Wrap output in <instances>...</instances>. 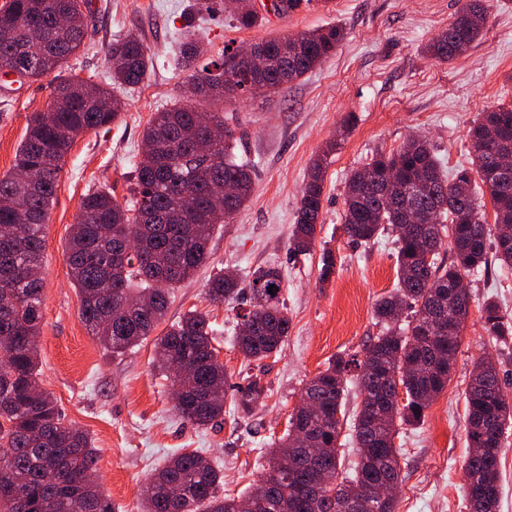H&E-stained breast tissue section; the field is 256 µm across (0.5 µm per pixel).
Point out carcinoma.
Segmentation results:
<instances>
[{"label": "carcinoma", "instance_id": "obj_1", "mask_svg": "<svg viewBox=\"0 0 512 512\" xmlns=\"http://www.w3.org/2000/svg\"><path fill=\"white\" fill-rule=\"evenodd\" d=\"M482 0H470L448 29L426 47L432 58L447 61L483 34L488 11ZM66 14L69 26H58ZM88 0H9L0 10V67L19 63L21 76L37 80L54 75L53 112H37L17 148L14 168L36 171L34 182L12 175L0 179V201L22 200L26 216L0 205V512H114L99 486L85 479L96 470L98 449L88 433L66 422L55 399L39 380L36 336L40 331L43 280L38 266L44 228L60 173L76 137L110 126L121 115V103L108 87L86 88L75 75H62L63 63L86 45ZM235 27L251 29L263 17L247 7L232 15ZM345 38L339 24L298 37L256 42L269 61L256 74L234 50L214 68H197L207 55L205 45L187 35L181 43L182 69L188 72L195 97L232 99L239 94H271L294 82L327 58ZM112 84L136 85L151 65L147 47L137 36L113 42ZM233 116L201 112L174 102L151 118L143 132L150 146L135 164L136 187L130 203L95 190L80 203L67 242L71 280L80 296V319L100 345L122 353L147 340L166 321L170 289L192 278L209 258L208 242L216 227L250 198L252 167L232 157ZM224 128L213 141L211 126ZM472 165L486 186L494 225L486 224L469 170L448 179L427 139L412 137L397 151L378 152L364 167L351 172L343 188L341 229L353 244H368L389 229L395 234L398 283L381 297L374 317L384 331L369 338L362 359L338 357L304 388L302 397L316 411L298 406L287 433L268 443V468L247 494L236 499L220 493L222 476L196 450L169 457L143 490V512H339L340 504L358 497L372 481L401 482L400 449L394 445L398 427L417 425L430 404L448 387L469 316L470 295L448 293V283L478 274L496 263L512 267V244L502 243L499 227L512 230V172L494 173L497 154L512 149V107L486 110L468 131ZM312 163L292 225L288 251L310 252L323 209L325 163L336 151ZM233 193L224 196V184ZM140 250L123 259L117 250L130 239ZM448 246L450 261L441 257ZM336 256L323 250L319 280L335 273ZM282 275L274 266H259L243 282L223 270L208 281L206 294L214 305L240 299L249 303L242 323L249 336H234L247 361L279 355L288 337L289 319L280 292ZM446 309L456 327L454 338L436 329L434 312ZM481 320L488 336L504 342L512 322L492 300L484 302ZM214 330L195 310L184 313L154 339L157 367L186 365L176 410L186 422L206 428L224 420L227 375L212 343ZM356 374H351V370ZM360 402L352 417L342 411L349 386ZM267 396L261 378L252 377L235 394L237 412L250 416ZM466 437L470 453L464 463L469 512H498L500 460L489 461L490 448H503L512 424V405L501 388L496 361L486 355L475 364L465 392ZM348 430L358 459L353 477H339V438ZM308 430L316 447L326 449L313 459L299 439ZM177 484L183 495L169 496Z\"/></svg>", "mask_w": 512, "mask_h": 512}]
</instances>
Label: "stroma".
I'll list each match as a JSON object with an SVG mask.
<instances>
[{
  "label": "stroma",
  "instance_id": "1",
  "mask_svg": "<svg viewBox=\"0 0 512 512\" xmlns=\"http://www.w3.org/2000/svg\"><path fill=\"white\" fill-rule=\"evenodd\" d=\"M467 2L331 0L325 8L320 0H301L288 15L271 13L264 25L239 29L222 0L200 15L193 13L192 0H91V43L68 60L69 72L107 83V47L126 34L141 38L153 65L142 83L118 89L121 121L78 136L66 158L45 229L37 343L40 384L66 421L93 439L99 450L97 481L115 512H141L143 485L184 448L223 470L225 493L248 491L268 466L266 443L283 434L306 383L336 357L360 354L368 338L381 332L373 308L397 284L394 238L383 235L361 246L348 242L341 231L344 182L372 154L396 151L412 136L430 140L447 173L470 167V125L485 107L512 105V0H489L486 28L463 53L447 62L425 57L424 47ZM189 23L209 42L213 60L229 43L295 36L331 23L345 30L334 55L276 94L196 103L203 112L235 115V152L254 165L253 192L215 230L209 263L174 289L168 319L194 309L206 313L229 383L242 385L256 375L268 386L252 416H241L225 401L216 429L197 428L177 415L171 381L154 366L152 341L118 355L91 335L80 319L66 260L81 199L103 188L118 202L128 201L146 124L154 112L185 99L186 74L177 57ZM51 92L50 77L21 85L0 75V177L11 172L28 119L46 109ZM347 116L352 127L325 169L314 249L290 254L288 237L312 162ZM327 248L336 255V272L323 285L319 270ZM265 265L282 271L281 300L290 328L280 355L249 362L233 345L243 305H212L206 288L220 270L245 276ZM467 282L470 318L448 386L420 425L400 428L395 438L403 454L397 512H467L464 396L479 357L498 355L501 386L512 399V341H490L479 311L484 300L493 299L512 318V271L495 265Z\"/></svg>",
  "mask_w": 512,
  "mask_h": 512
}]
</instances>
